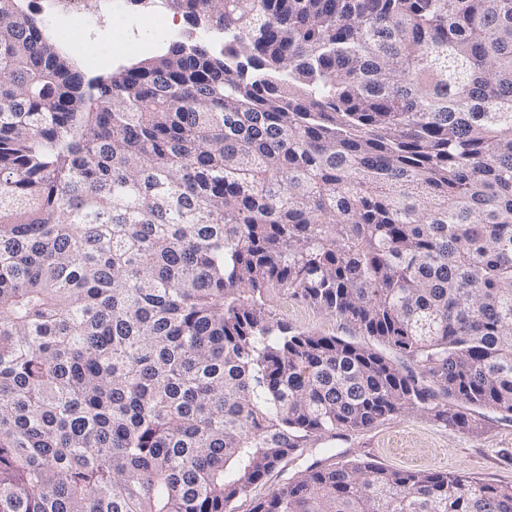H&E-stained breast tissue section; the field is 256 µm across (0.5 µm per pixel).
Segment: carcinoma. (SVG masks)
I'll return each instance as SVG.
<instances>
[{"instance_id": "carcinoma-1", "label": "carcinoma", "mask_w": 512, "mask_h": 512, "mask_svg": "<svg viewBox=\"0 0 512 512\" xmlns=\"http://www.w3.org/2000/svg\"><path fill=\"white\" fill-rule=\"evenodd\" d=\"M155 2L188 30L87 80L0 0V512H233L313 439L511 416L512 0ZM253 512L512 487L315 461ZM272 308L277 318L294 328L320 333H334L351 338L362 344H373L367 336H349L348 327L340 319L331 317L317 308L301 303L287 295H279L272 300Z\"/></svg>"}]
</instances>
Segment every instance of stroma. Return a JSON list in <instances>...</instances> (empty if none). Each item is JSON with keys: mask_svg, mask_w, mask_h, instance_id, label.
<instances>
[{"mask_svg": "<svg viewBox=\"0 0 512 512\" xmlns=\"http://www.w3.org/2000/svg\"><path fill=\"white\" fill-rule=\"evenodd\" d=\"M65 35L69 39L67 56L71 64L90 77L110 76L140 59L135 53L91 67L86 63L90 31L73 28ZM272 308L277 318L301 330L339 336L349 333L343 321L286 295L275 297ZM474 417L479 423L475 433L460 432L429 416L411 413L387 417L366 431L311 442L302 456H289L262 482L253 485L247 495L238 498L233 504L234 512H252L257 501L272 488L317 460L329 465L343 458H355L375 461L394 470L455 471L512 486V418L487 409L476 410Z\"/></svg>", "mask_w": 512, "mask_h": 512, "instance_id": "obj_1", "label": "stroma"}]
</instances>
